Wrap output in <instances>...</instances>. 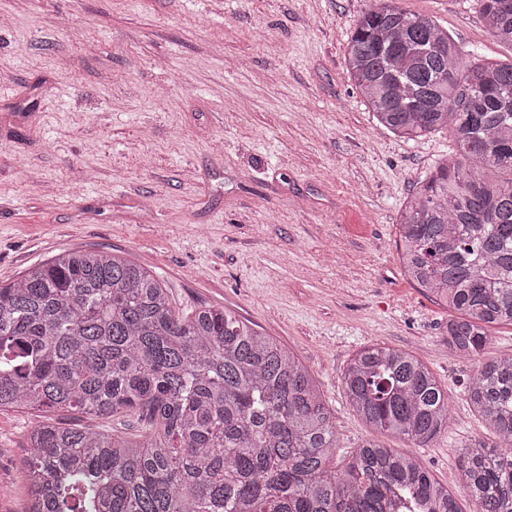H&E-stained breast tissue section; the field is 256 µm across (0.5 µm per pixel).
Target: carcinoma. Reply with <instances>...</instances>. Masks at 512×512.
I'll list each match as a JSON object with an SVG mask.
<instances>
[{
	"label": "carcinoma",
	"mask_w": 512,
	"mask_h": 512,
	"mask_svg": "<svg viewBox=\"0 0 512 512\" xmlns=\"http://www.w3.org/2000/svg\"><path fill=\"white\" fill-rule=\"evenodd\" d=\"M512 45V0H478ZM348 72L374 117L413 140L444 130L457 158L413 190L397 242L408 280L452 312L448 347L473 358L512 325V63H467L431 17L391 0L364 12ZM366 425L419 448L448 430V395L409 352L372 344L343 373ZM466 395L498 437L469 444L473 512H512V354L484 361ZM112 418L33 423L23 448L25 512H462L415 457L367 440L330 468L334 414L299 358L234 312L177 314L132 259L71 250L0 284V411ZM43 416L52 417L55 420L65 424H85L91 425L105 432H125L129 435L138 434L143 431L146 422L141 420L138 415L132 414L120 418H87L81 414H57L53 412H44Z\"/></svg>",
	"instance_id": "1"
}]
</instances>
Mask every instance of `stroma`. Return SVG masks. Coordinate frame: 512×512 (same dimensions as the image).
<instances>
[{
  "label": "stroma",
  "mask_w": 512,
  "mask_h": 512,
  "mask_svg": "<svg viewBox=\"0 0 512 512\" xmlns=\"http://www.w3.org/2000/svg\"><path fill=\"white\" fill-rule=\"evenodd\" d=\"M378 0H0V281L71 249L130 257L186 314L234 311L315 379L347 451L414 455L462 512L461 456L495 443L467 400L475 364L448 311L404 276L395 241L416 185L452 158L406 141L350 79L346 44ZM476 60L511 63L476 0H396ZM412 353L448 395L429 447L377 435L349 406L357 351ZM32 420L0 412V512H23Z\"/></svg>",
  "instance_id": "1"
}]
</instances>
